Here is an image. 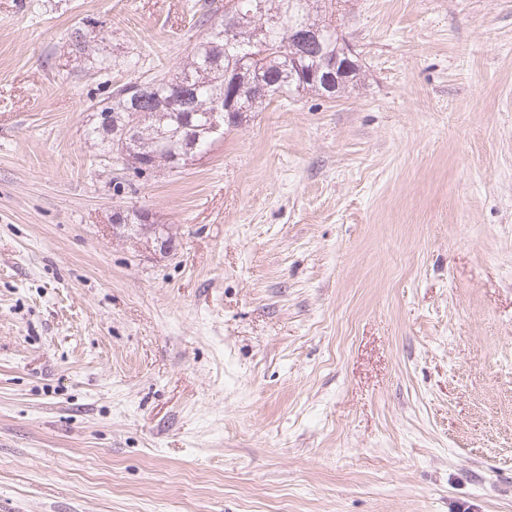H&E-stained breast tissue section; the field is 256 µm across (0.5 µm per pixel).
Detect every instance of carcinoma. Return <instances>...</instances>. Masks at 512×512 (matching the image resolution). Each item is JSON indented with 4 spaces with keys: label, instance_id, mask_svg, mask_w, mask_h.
<instances>
[{
    "label": "carcinoma",
    "instance_id": "obj_1",
    "mask_svg": "<svg viewBox=\"0 0 512 512\" xmlns=\"http://www.w3.org/2000/svg\"><path fill=\"white\" fill-rule=\"evenodd\" d=\"M310 2L224 0L222 7H209L215 22L192 44L180 71L117 87L101 111L118 121L170 133L180 147L198 141L205 149L224 136V128L239 124L243 114L293 93L341 96L346 83L328 90L321 76L311 81L301 78L305 72L325 71L336 55H344V45L334 33L319 43L300 36L306 28L332 27L327 9L324 16L311 17ZM264 16L282 19L280 28L267 37L259 33ZM231 95L237 108L223 111L221 128L212 129L207 114L218 107V97ZM92 135L101 141L103 156L113 158L120 151V137L105 136L97 126Z\"/></svg>",
    "mask_w": 512,
    "mask_h": 512
}]
</instances>
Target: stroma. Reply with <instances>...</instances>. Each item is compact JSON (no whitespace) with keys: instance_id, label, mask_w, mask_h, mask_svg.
I'll list each match as a JSON object with an SVG mask.
<instances>
[{"instance_id":"1","label":"stroma","mask_w":512,"mask_h":512,"mask_svg":"<svg viewBox=\"0 0 512 512\" xmlns=\"http://www.w3.org/2000/svg\"><path fill=\"white\" fill-rule=\"evenodd\" d=\"M203 2L0 0V512H512V0H340L354 88L135 177Z\"/></svg>"}]
</instances>
